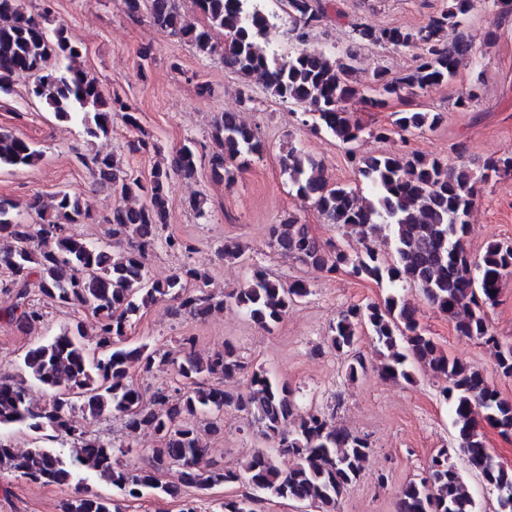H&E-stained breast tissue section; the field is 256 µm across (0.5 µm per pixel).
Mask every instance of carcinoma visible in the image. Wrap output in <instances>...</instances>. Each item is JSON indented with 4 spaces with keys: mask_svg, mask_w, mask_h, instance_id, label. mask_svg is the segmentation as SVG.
<instances>
[{
    "mask_svg": "<svg viewBox=\"0 0 512 512\" xmlns=\"http://www.w3.org/2000/svg\"><path fill=\"white\" fill-rule=\"evenodd\" d=\"M197 17L182 13L178 0H125L128 15L147 10L153 22L170 36L189 45L203 58L217 57L224 67L245 79L242 104L253 102L252 84L275 98L305 109L303 123L325 131L346 146L358 175L375 190L368 200L345 185H330L320 163L293 149L283 160L297 194L312 202L326 224L350 228L363 241V254L323 244L309 225L290 213L268 228L269 244L317 270L344 271L360 280L387 283L396 288L410 284L422 290L428 302L448 317L458 335L476 338L491 349L497 371L512 377V344L501 343L491 331L486 309L498 302L504 276L512 272V246L487 244L481 261L470 260L464 248L468 216L476 198V184L491 176H512V155L492 160L477 174L462 163L449 166L443 159L427 158L405 150L360 156L356 145L365 135L387 140L406 136L442 122L437 112L393 113L391 126L369 130L349 116L348 104L361 102L384 109L419 90L440 85L457 75L460 61L471 55L472 41L464 34L448 40V30L464 27L481 0H449L447 9L416 29H374L359 25L355 40L419 50L415 66L390 77L374 73L370 88L351 80L356 55L348 51L331 56L322 50L297 48L285 59L269 51L276 30L275 15L259 0H192ZM288 7L295 40L303 44L327 20L323 0H279ZM46 12L27 11L26 0H0V100L13 94V76L32 78L28 93L59 119L75 121L95 140L112 129V113L121 112L127 125L138 128L136 109L115 94L103 93L97 79L81 66L83 47L71 41L64 28L48 30ZM224 32L218 42L214 31ZM208 165L218 181L230 183L237 172L264 152L254 127L237 112H222L211 127ZM40 152L24 138L0 130V168L26 167ZM196 147L185 144L155 166L147 181L124 168L117 154L96 152L89 170L97 186L114 203L105 223L112 225V242L94 245L76 234L73 226L85 217L81 198L59 191L48 204L38 200L31 208L38 223L25 224L14 214L16 204L0 197V292L12 297L0 318L36 328L43 314L33 303L42 295L73 309H90L99 316L95 346L84 342L81 324L66 328L29 348L21 363V377L0 375V428L18 426L34 433L50 429L69 444L70 454L35 447L18 452L0 439V468L33 484L80 486L90 474L112 485L124 496L139 499L146 491L177 497L184 488L210 490L239 485L242 492L224 500L221 512H261L266 497L288 499L315 509L338 512L339 502L365 467L371 448L368 440L342 430L328 416L309 413L294 421L292 391L261 366L250 368L233 344L201 357L194 337L184 336L178 349L123 345L131 318L164 298L177 303L176 312L204 320L234 304L266 331L279 324L288 310L311 290L303 279L288 284L273 277L259 263L251 266L246 285L230 292L209 289V273L190 264L176 268L163 282L149 276L148 256L157 246L190 251L191 246L171 235L163 236L169 215L173 179H191L197 172ZM144 198L137 207L129 204ZM390 229L394 258L388 260L373 247L384 229ZM329 348L347 359L352 379L366 372L357 351L362 332L370 333L386 351L380 374L390 380L410 381L419 363L445 377L444 392L452 404L458 447L467 469L496 493V512H512V468L492 459L485 447L480 422L512 436V399L491 386L476 366L440 354L427 336L416 310L394 293L380 302L349 306L330 325ZM154 375L174 368L182 386L173 399L168 388H157L150 399L129 377L131 364ZM247 377L246 391L224 390V380ZM38 383L48 398L35 403L26 379ZM246 415L261 437L273 443L257 448L236 466L203 462L208 446L202 434L223 430L224 409ZM100 419L117 415L130 438L152 433L158 446L150 449L146 465L129 467L118 461L115 446L77 429L75 411ZM293 463L279 467L277 456ZM167 479H161V476ZM63 512H121L116 500L76 491ZM396 512H477L464 477L448 462L443 450L431 459L425 475L409 480L401 490Z\"/></svg>",
    "mask_w": 512,
    "mask_h": 512,
    "instance_id": "cac0c4a2",
    "label": "carcinoma"
}]
</instances>
